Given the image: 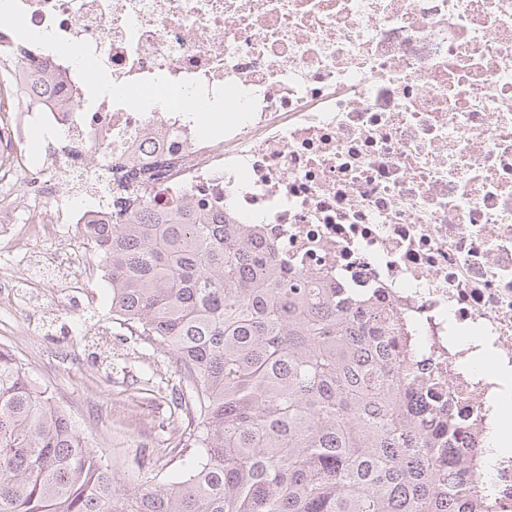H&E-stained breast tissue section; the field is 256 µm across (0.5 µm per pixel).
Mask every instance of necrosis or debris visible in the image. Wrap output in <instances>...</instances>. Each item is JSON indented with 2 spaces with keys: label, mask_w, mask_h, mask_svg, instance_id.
<instances>
[{
  "label": "necrosis or debris",
  "mask_w": 512,
  "mask_h": 512,
  "mask_svg": "<svg viewBox=\"0 0 512 512\" xmlns=\"http://www.w3.org/2000/svg\"><path fill=\"white\" fill-rule=\"evenodd\" d=\"M12 4L32 39L0 32V61L62 91L0 88V243L111 223L130 170L156 210L255 225L286 273L392 312L448 387L462 481L512 512V0ZM175 92L194 113L143 104ZM36 127L64 140L41 160Z\"/></svg>",
  "instance_id": "necrosis-or-debris-1"
}]
</instances>
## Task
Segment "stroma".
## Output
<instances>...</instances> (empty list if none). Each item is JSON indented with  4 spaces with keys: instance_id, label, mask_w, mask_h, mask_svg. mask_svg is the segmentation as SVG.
<instances>
[{
    "instance_id": "obj_1",
    "label": "stroma",
    "mask_w": 512,
    "mask_h": 512,
    "mask_svg": "<svg viewBox=\"0 0 512 512\" xmlns=\"http://www.w3.org/2000/svg\"><path fill=\"white\" fill-rule=\"evenodd\" d=\"M19 230V250H0V275L32 297L0 298V346L46 388L120 484L182 473L195 454L196 421L178 399L174 356L113 322L103 271L44 265L49 251L79 244L76 225H57L49 239L24 224Z\"/></svg>"
}]
</instances>
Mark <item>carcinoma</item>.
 I'll list each match as a JSON object with an SVG mask.
<instances>
[{
    "mask_svg": "<svg viewBox=\"0 0 512 512\" xmlns=\"http://www.w3.org/2000/svg\"><path fill=\"white\" fill-rule=\"evenodd\" d=\"M92 224L112 319L175 359L201 452L165 484L118 483L0 347V512H477L456 421L391 313L290 278L248 224L140 186Z\"/></svg>",
    "mask_w": 512,
    "mask_h": 512,
    "instance_id": "carcinoma-1",
    "label": "carcinoma"
}]
</instances>
